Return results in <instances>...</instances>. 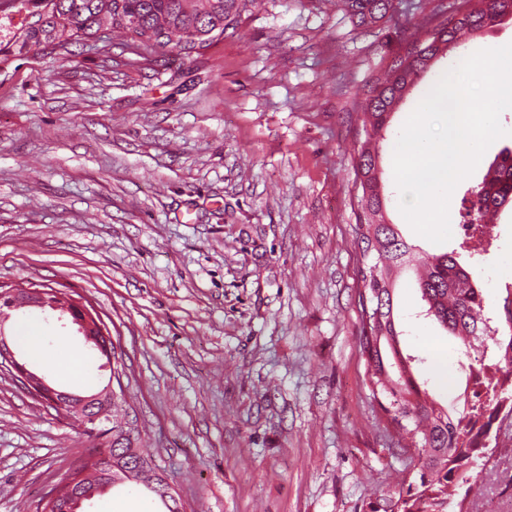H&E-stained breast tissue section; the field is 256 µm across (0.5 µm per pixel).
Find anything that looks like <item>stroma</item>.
Returning a JSON list of instances; mask_svg holds the SVG:
<instances>
[{
  "label": "stroma",
  "mask_w": 512,
  "mask_h": 512,
  "mask_svg": "<svg viewBox=\"0 0 512 512\" xmlns=\"http://www.w3.org/2000/svg\"><path fill=\"white\" fill-rule=\"evenodd\" d=\"M395 0L356 26L335 0H256L191 56L133 46L74 48L0 63V285H47L93 306L122 352L126 400L183 512H384L413 465L373 396L359 352L361 245L355 142L363 87L408 24L438 4ZM439 61L391 118L381 166L387 214L424 253L458 251L478 272L484 314L512 293V210L488 253L435 244L401 215L393 150L408 112L447 72ZM455 188L458 203L501 149ZM405 353L429 394L465 407L454 336L421 318L413 271L395 289ZM12 349L62 390L90 394L110 372L56 315L12 312ZM40 344H31V334ZM67 343L82 363L69 378ZM467 512H512V422ZM94 440L0 370V512H36ZM86 512H158L141 487L106 490Z\"/></svg>",
  "instance_id": "35a3bbf8"
}]
</instances>
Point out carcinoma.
Wrapping results in <instances>:
<instances>
[{
	"instance_id": "cac0c4a2",
	"label": "carcinoma",
	"mask_w": 512,
	"mask_h": 512,
	"mask_svg": "<svg viewBox=\"0 0 512 512\" xmlns=\"http://www.w3.org/2000/svg\"><path fill=\"white\" fill-rule=\"evenodd\" d=\"M11 2L0 0V56L31 49L70 53L74 47L98 40L104 31L119 34L146 52L175 51L188 56L222 38L255 0H23L22 10ZM336 5L356 25L370 27L389 16L392 0H336ZM507 17L512 18V0H475L464 14L449 22L440 39L392 58L388 69L362 92L365 138L358 149L355 184L357 234L366 275L359 292L363 316L359 347L372 394L390 398L391 423L401 433L419 436L412 441L419 479L401 483L394 492L397 512H463V503L454 499L455 489L470 482V472L485 458L483 440L503 401L499 389L505 385L504 376H512V334L505 341L498 338L499 329L488 325L483 315L485 298L473 271L447 252L420 254L403 239L397 225L386 221L380 151L391 115L437 61L454 53L462 37H476ZM487 173L493 178H482L464 198L468 203L464 217L469 224H481L489 213L512 205V148H503ZM409 266L424 269L418 288L427 305L425 315L460 339L465 354L488 339L502 352V360L493 364L494 375L474 387L479 405L457 418L420 389L413 372L414 359L403 355L400 348L393 275ZM85 434L97 439L98 445L96 453L80 466L82 471L96 474L110 437L115 483H141V474L129 466L140 459L150 461L152 456L143 450L123 395L112 403V427H93ZM78 494L80 484L76 483L54 499H41L36 512H71Z\"/></svg>"
}]
</instances>
